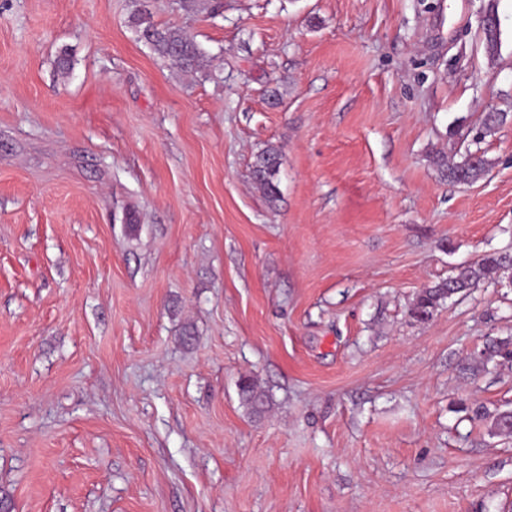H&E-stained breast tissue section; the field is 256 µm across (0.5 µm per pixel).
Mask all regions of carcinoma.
Returning <instances> with one entry per match:
<instances>
[{"label": "carcinoma", "instance_id": "cac0c4a2", "mask_svg": "<svg viewBox=\"0 0 512 512\" xmlns=\"http://www.w3.org/2000/svg\"><path fill=\"white\" fill-rule=\"evenodd\" d=\"M181 7L191 13H216L219 5L212 0H181ZM139 36L151 45L160 57L170 60L185 71H195L204 66L205 55L197 44L177 29L161 28L153 20L148 0H142L141 7L133 17ZM507 121L499 112H487L482 118L481 135L487 136ZM436 170L448 181L457 184H471L482 178L489 170L490 161L483 155L466 152L458 161H449L447 155L437 153L432 157ZM281 165L280 147L270 144L255 156L252 164L254 182L262 189L269 202L279 198L277 175ZM512 279V254L498 252L486 254L471 263L453 268L447 278L431 287L422 289L415 297L410 315L418 321H427L442 303L458 294L465 295L486 280ZM512 364V336L490 338L473 357L460 364V370L471 376L491 372V368ZM244 401L253 411L260 413L267 405V396L258 389L256 382L245 378L240 384ZM462 410L471 418L489 422V435L504 440L512 439V409L490 412L482 405H463Z\"/></svg>", "mask_w": 512, "mask_h": 512}]
</instances>
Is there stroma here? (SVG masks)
<instances>
[{
  "mask_svg": "<svg viewBox=\"0 0 512 512\" xmlns=\"http://www.w3.org/2000/svg\"><path fill=\"white\" fill-rule=\"evenodd\" d=\"M223 3L151 0L187 73L140 0H0V512H503L512 442L459 406L512 408V367L456 364L512 288L409 308L512 248V119L476 136L512 0ZM466 149L486 175L441 180ZM141 2L133 23L139 36L151 45L154 52L185 71L203 67L205 55L197 44L180 30L158 27L152 20L149 1ZM281 165L280 147L270 144L255 156L252 164L254 182L262 189L270 203L279 198L277 175ZM436 170L448 181L471 184L482 178L489 170L490 161L477 153L465 152L459 161H448L447 155L437 153L432 157ZM240 392L244 401L250 405L254 412L260 413L267 405V396L258 389L252 378H245L240 384Z\"/></svg>",
  "mask_w": 512,
  "mask_h": 512,
  "instance_id": "35a3bbf8",
  "label": "stroma"
}]
</instances>
